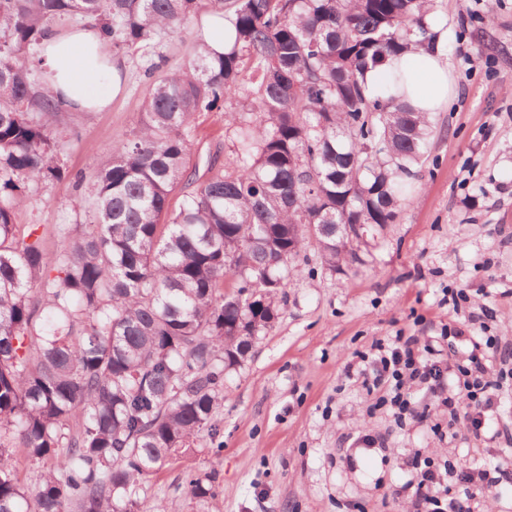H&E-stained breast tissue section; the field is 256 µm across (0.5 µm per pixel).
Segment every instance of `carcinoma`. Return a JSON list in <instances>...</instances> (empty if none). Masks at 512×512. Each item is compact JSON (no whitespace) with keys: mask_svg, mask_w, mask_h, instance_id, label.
Segmentation results:
<instances>
[{"mask_svg":"<svg viewBox=\"0 0 512 512\" xmlns=\"http://www.w3.org/2000/svg\"><path fill=\"white\" fill-rule=\"evenodd\" d=\"M224 11V54L203 35L157 74L112 162L92 185V221L51 254L21 234L35 180L59 181L65 100L45 87L42 40L73 16L112 54L149 55L202 8ZM432 0H0V512H164L142 485L221 436L224 373L278 319L291 263L309 242L331 272L361 238L400 219L433 118L366 93L390 56L435 49ZM229 112L233 160H192L201 112ZM196 184L179 208L173 194ZM38 464L34 482L17 456ZM196 499L216 496L191 475Z\"/></svg>","mask_w":512,"mask_h":512,"instance_id":"carcinoma-1","label":"carcinoma"}]
</instances>
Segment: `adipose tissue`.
Instances as JSON below:
<instances>
[{
	"label": "adipose tissue",
	"instance_id": "1",
	"mask_svg": "<svg viewBox=\"0 0 512 512\" xmlns=\"http://www.w3.org/2000/svg\"><path fill=\"white\" fill-rule=\"evenodd\" d=\"M43 46L50 88L64 97L72 111L103 112L111 107L125 63L107 50L103 37L91 28L65 34L51 31ZM398 70L405 77L399 95L414 111L434 113L447 104L450 71L440 51L421 50L388 60L383 70L367 73L369 93L383 97L395 92L392 76Z\"/></svg>",
	"mask_w": 512,
	"mask_h": 512
}]
</instances>
